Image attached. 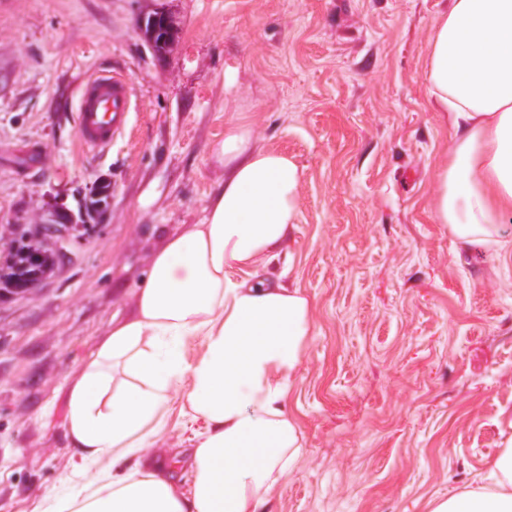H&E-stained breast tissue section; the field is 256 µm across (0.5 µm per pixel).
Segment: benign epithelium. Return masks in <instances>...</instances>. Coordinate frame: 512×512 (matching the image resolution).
I'll return each mask as SVG.
<instances>
[{"mask_svg": "<svg viewBox=\"0 0 512 512\" xmlns=\"http://www.w3.org/2000/svg\"><path fill=\"white\" fill-rule=\"evenodd\" d=\"M102 194L96 187L79 191L80 212H75L64 204L54 203L37 224H15L12 234L32 243L31 254L40 256L44 248L52 249L58 258L59 267L71 266L75 257L70 246L95 229L106 213L110 200H101Z\"/></svg>", "mask_w": 512, "mask_h": 512, "instance_id": "obj_1", "label": "benign epithelium"}]
</instances>
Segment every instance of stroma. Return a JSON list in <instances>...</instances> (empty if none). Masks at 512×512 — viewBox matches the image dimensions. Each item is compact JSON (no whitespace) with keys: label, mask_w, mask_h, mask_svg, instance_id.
<instances>
[{"label":"stroma","mask_w":512,"mask_h":512,"mask_svg":"<svg viewBox=\"0 0 512 512\" xmlns=\"http://www.w3.org/2000/svg\"><path fill=\"white\" fill-rule=\"evenodd\" d=\"M449 2L0 0V225L112 181L75 264L0 298V512L66 487L69 381L166 235L203 222L235 112L303 171L295 240L264 274L312 300L287 400L304 449L267 512H430L486 475L512 441V250L462 249L433 219L452 130L425 71ZM100 69L129 77L133 109L92 152L75 106ZM201 428L172 415L154 453L186 474L177 451Z\"/></svg>","instance_id":"obj_1"}]
</instances>
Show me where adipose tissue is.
Wrapping results in <instances>:
<instances>
[{
    "label": "adipose tissue",
    "instance_id": "1",
    "mask_svg": "<svg viewBox=\"0 0 512 512\" xmlns=\"http://www.w3.org/2000/svg\"><path fill=\"white\" fill-rule=\"evenodd\" d=\"M453 137L431 208L462 247L512 245V0H450L435 20L425 72ZM224 183L201 224L167 234L70 385L66 436L83 467L36 512H265L304 437L285 402L313 331L302 288L264 277L293 240L302 171L230 117L214 146ZM199 337L204 351L185 355ZM202 421L188 451L190 488L148 449L173 408ZM131 462L130 470L105 461ZM489 483L436 499L431 512H512V442Z\"/></svg>",
    "mask_w": 512,
    "mask_h": 512
}]
</instances>
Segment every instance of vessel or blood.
<instances>
[{
    "label": "vessel or blood",
    "mask_w": 512,
    "mask_h": 512,
    "mask_svg": "<svg viewBox=\"0 0 512 512\" xmlns=\"http://www.w3.org/2000/svg\"><path fill=\"white\" fill-rule=\"evenodd\" d=\"M133 89L124 75L98 70L77 94L78 138L91 151H103L123 134L132 110Z\"/></svg>",
    "instance_id": "1"
}]
</instances>
